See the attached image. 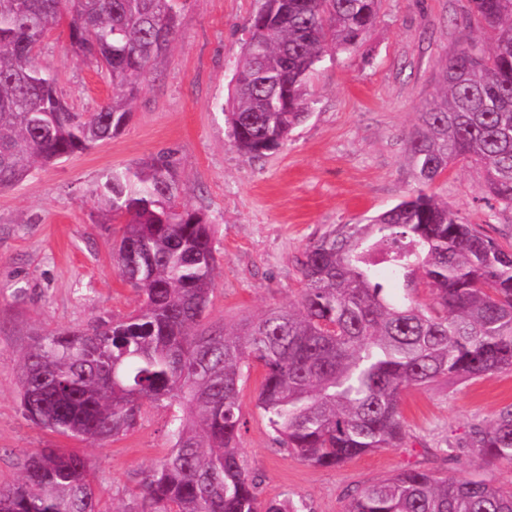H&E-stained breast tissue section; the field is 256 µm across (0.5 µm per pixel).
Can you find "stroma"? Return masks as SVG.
Wrapping results in <instances>:
<instances>
[{
    "instance_id": "35a3bbf8",
    "label": "stroma",
    "mask_w": 512,
    "mask_h": 512,
    "mask_svg": "<svg viewBox=\"0 0 512 512\" xmlns=\"http://www.w3.org/2000/svg\"><path fill=\"white\" fill-rule=\"evenodd\" d=\"M261 0H187L178 35L135 94L131 119L115 137L0 189V486L21 482L29 455L74 450L93 464L107 512H132L145 476L171 449L173 409L145 404L136 426L106 442L77 441L29 421L20 406L19 365L35 336L80 329L140 305L119 277L113 253L123 225L97 196L112 171L166 157L178 175L179 202L214 230L217 288L208 319L233 325L274 306H292L302 288L297 260L310 240L338 224H361L406 199L417 182L406 137L437 74L457 48L463 0H381L366 42L325 57L310 81L308 119L263 157L238 151L223 112ZM77 112L114 93L97 67L69 50L66 27L38 53ZM484 173L456 166L432 187L465 223L512 245V210L490 208ZM263 371L251 367L240 398V446L260 478L262 500L290 497L309 512H344L351 494L397 471L435 468L432 451L459 444L448 473L512 491V463L465 448L476 426L512 404V371L470 381L440 379L403 396L407 439L336 468L280 451L255 406Z\"/></svg>"
}]
</instances>
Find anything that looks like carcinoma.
<instances>
[{
  "mask_svg": "<svg viewBox=\"0 0 512 512\" xmlns=\"http://www.w3.org/2000/svg\"><path fill=\"white\" fill-rule=\"evenodd\" d=\"M183 0H0V188L117 134L129 100L178 34ZM379 0H262L229 104L237 150L260 157L307 120L308 79L326 56L354 52ZM470 34L438 74L407 139L422 189L365 224H338L298 259L295 307L234 326H210L216 289L213 229L185 204L170 163L114 171L99 188L124 219L115 253L142 297L124 317L37 337L20 371L34 424L106 441L128 432L146 402L177 405L173 448L136 493L134 512H305L303 501L260 500L242 459L244 369L264 371L257 407L278 447L337 467L406 437L402 395L440 378L512 371V246L466 224L426 192L456 164L485 172L487 200L512 208V0H466ZM69 31L71 51L107 72L121 95L74 112L56 78L28 65V45ZM387 269L380 278L376 267ZM431 288L432 302L415 296ZM467 447L512 463V407ZM0 512H103L88 461L44 448L18 485L0 487ZM346 512H512L476 478L410 466L354 492Z\"/></svg>",
  "mask_w": 512,
  "mask_h": 512,
  "instance_id": "cac0c4a2",
  "label": "carcinoma"
}]
</instances>
